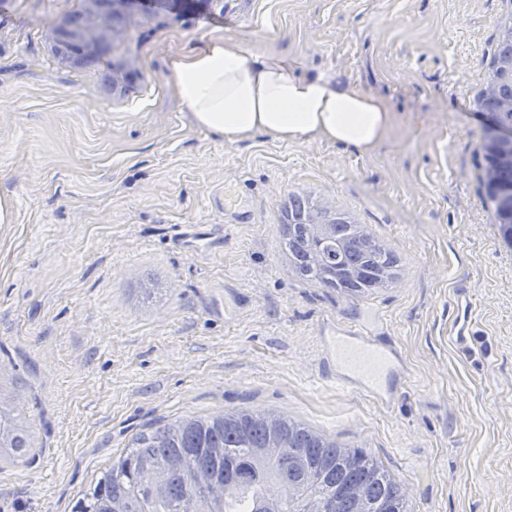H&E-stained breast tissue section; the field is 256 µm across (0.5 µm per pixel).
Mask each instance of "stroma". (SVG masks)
Masks as SVG:
<instances>
[{"instance_id":"35a3bbf8","label":"stroma","mask_w":512,"mask_h":512,"mask_svg":"<svg viewBox=\"0 0 512 512\" xmlns=\"http://www.w3.org/2000/svg\"><path fill=\"white\" fill-rule=\"evenodd\" d=\"M80 6L0 0V399L36 450L0 462V512H71L138 434L236 408L367 449L413 512H512V247L476 103L512 0H152L113 40L108 62L138 74L117 89L53 52ZM215 35L384 98V141L195 128L169 63ZM302 190L395 251L390 287L350 298L294 275L282 224ZM191 224L209 243L179 244ZM330 320L402 351L412 383L390 407L324 378Z\"/></svg>"}]
</instances>
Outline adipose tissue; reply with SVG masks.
I'll return each mask as SVG.
<instances>
[{
  "label": "adipose tissue",
  "mask_w": 512,
  "mask_h": 512,
  "mask_svg": "<svg viewBox=\"0 0 512 512\" xmlns=\"http://www.w3.org/2000/svg\"><path fill=\"white\" fill-rule=\"evenodd\" d=\"M295 59L251 53L224 37L177 57L170 72L192 124L228 143L264 134L283 142L324 140L374 150L390 125L386 103L331 78H306Z\"/></svg>",
  "instance_id": "ef3b65f1"
}]
</instances>
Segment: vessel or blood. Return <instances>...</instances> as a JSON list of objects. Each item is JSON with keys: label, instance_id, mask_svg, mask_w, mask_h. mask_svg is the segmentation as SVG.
I'll list each match as a JSON object with an SVG mask.
<instances>
[{"label": "vessel or blood", "instance_id": "vessel-or-blood-1", "mask_svg": "<svg viewBox=\"0 0 512 512\" xmlns=\"http://www.w3.org/2000/svg\"><path fill=\"white\" fill-rule=\"evenodd\" d=\"M325 374L343 390L391 406L409 380L398 348L365 326L334 323L321 336Z\"/></svg>", "mask_w": 512, "mask_h": 512}]
</instances>
